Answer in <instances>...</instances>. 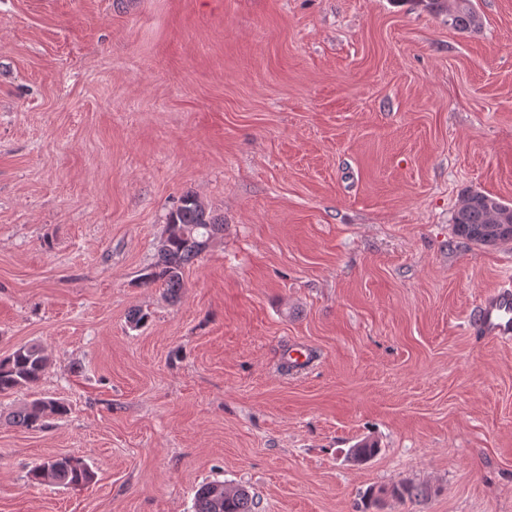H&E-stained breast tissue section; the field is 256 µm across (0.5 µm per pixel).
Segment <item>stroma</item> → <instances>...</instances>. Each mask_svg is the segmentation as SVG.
Masks as SVG:
<instances>
[{"instance_id": "stroma-1", "label": "stroma", "mask_w": 512, "mask_h": 512, "mask_svg": "<svg viewBox=\"0 0 512 512\" xmlns=\"http://www.w3.org/2000/svg\"><path fill=\"white\" fill-rule=\"evenodd\" d=\"M473 6L0 0V356L50 359L0 395V512H512V344L463 330L512 241L453 224L512 205V0ZM189 191L224 231L172 299L141 276ZM57 456L93 480L29 481ZM413 5L445 14L448 16V25L460 32L475 33L481 28L472 0H402ZM461 198L464 200V205L455 211L453 218L455 232L458 236L485 246H494L512 240V222L496 224L486 203V201L498 200L497 198L478 191L469 192ZM498 201L506 206H511ZM68 407L58 400L38 398L15 410L9 417L12 424L24 428L41 427L44 418L49 415L63 417ZM256 503L250 492L242 487L201 486L195 496L194 512H254Z\"/></svg>"}]
</instances>
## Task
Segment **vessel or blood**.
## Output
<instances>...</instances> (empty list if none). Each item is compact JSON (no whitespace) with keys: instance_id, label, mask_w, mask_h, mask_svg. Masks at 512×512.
<instances>
[{"instance_id":"b4317fda","label":"vessel or blood","mask_w":512,"mask_h":512,"mask_svg":"<svg viewBox=\"0 0 512 512\" xmlns=\"http://www.w3.org/2000/svg\"><path fill=\"white\" fill-rule=\"evenodd\" d=\"M469 333L493 342L512 341V279H504L500 286L482 294L478 302V316L466 319Z\"/></svg>"}]
</instances>
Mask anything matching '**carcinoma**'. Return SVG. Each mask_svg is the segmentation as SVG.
Returning <instances> with one entry per match:
<instances>
[{
	"instance_id": "cac0c4a2",
	"label": "carcinoma",
	"mask_w": 512,
	"mask_h": 512,
	"mask_svg": "<svg viewBox=\"0 0 512 512\" xmlns=\"http://www.w3.org/2000/svg\"><path fill=\"white\" fill-rule=\"evenodd\" d=\"M430 11L448 16V25L460 32L475 33L481 29V22L472 0H406ZM464 205L455 211L453 223L458 236L485 246L512 240V222L497 224L491 216L487 202L493 197L478 191L462 196ZM224 231V219L213 214L208 207L197 204V195L186 194L181 204L169 213L165 235L157 250L156 261L145 274L147 285L160 283L170 298L179 297L183 288L184 268L192 263L204 250L206 242ZM48 355L38 344L17 347L0 359V393H7L36 384L47 365ZM68 407L54 399L38 398L15 410L9 417L12 424L24 428L42 426L49 415L63 417ZM379 452L376 442L364 440L349 450L356 462H364ZM93 471L83 462L66 457L50 458L29 471L33 483L57 485H81L89 483ZM379 493L402 500L416 498L421 491L407 484L381 488ZM256 503L250 492L236 486L226 488L217 484L201 486L195 496L194 512H254Z\"/></svg>"
}]
</instances>
